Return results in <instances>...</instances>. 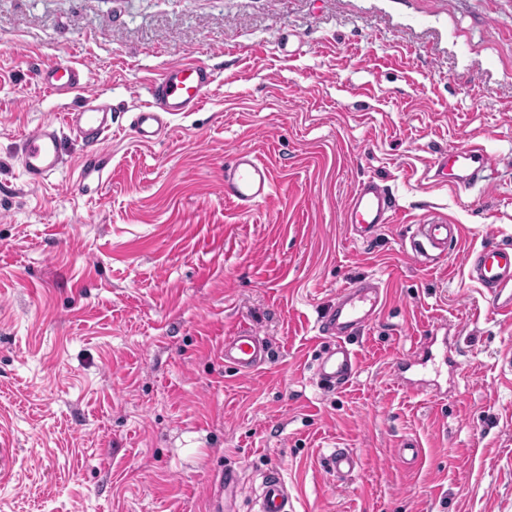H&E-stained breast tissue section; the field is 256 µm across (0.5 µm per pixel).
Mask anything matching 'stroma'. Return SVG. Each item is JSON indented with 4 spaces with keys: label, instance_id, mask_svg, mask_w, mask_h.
<instances>
[{
    "label": "stroma",
    "instance_id": "1",
    "mask_svg": "<svg viewBox=\"0 0 512 512\" xmlns=\"http://www.w3.org/2000/svg\"><path fill=\"white\" fill-rule=\"evenodd\" d=\"M187 57L214 73L204 106L137 142L146 85ZM58 58L112 107L86 195L73 135L45 185L18 163L78 105L38 84ZM475 141L488 181L433 183ZM239 149L274 175L249 213L224 199ZM367 178L394 212L363 242L343 210ZM432 214L462 230L435 260L410 246ZM491 241L512 245V0H0V512H257L271 469L294 512H512V319L461 262ZM363 277L388 302L331 392L317 322ZM436 325L457 363L408 389L390 367ZM239 328L271 345L247 376L224 366ZM331 456L336 477L344 479L352 475L357 466V459L352 451L347 448H338Z\"/></svg>",
    "mask_w": 512,
    "mask_h": 512
}]
</instances>
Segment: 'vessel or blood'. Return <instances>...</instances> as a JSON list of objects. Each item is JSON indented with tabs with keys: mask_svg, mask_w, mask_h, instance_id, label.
<instances>
[{
	"mask_svg": "<svg viewBox=\"0 0 512 512\" xmlns=\"http://www.w3.org/2000/svg\"><path fill=\"white\" fill-rule=\"evenodd\" d=\"M39 82L51 95L62 99L84 94L82 105L65 113L62 124L41 122L22 138L20 156L27 186L45 184L66 165L64 133H72L87 147L85 175L100 174L105 164L98 148L112 131V113L85 94L87 81L83 69L69 60H58L41 67ZM214 82L213 73L201 62L187 59L166 67L158 78L149 82V100L132 121L139 142H156L168 125V118L180 112L198 110ZM494 166L492 156L479 143H472L449 154L434 167L433 180L456 189L484 180ZM274 178L270 166L249 150L235 152L224 169V198L241 212L248 213L271 194ZM392 201L376 181L358 183L344 207V222L357 240H368L374 230L389 223ZM418 236L435 255L447 254L449 246L460 236L458 225L447 219L432 217L417 227ZM463 262L471 277L488 293L490 310L512 316V247L490 243L477 253L465 254ZM386 292L372 280H360L344 288L335 308L322 314L319 328L336 340L332 349L317 360L314 376L327 388L343 387L355 375L358 357L345 340L356 329L370 324L382 311ZM269 352L267 338L253 332L236 331L224 339V363L239 374H249L263 365ZM258 512H293L288 486L280 473L269 472L263 479Z\"/></svg>",
	"mask_w": 512,
	"mask_h": 512,
	"instance_id": "vessel-or-blood-1",
	"label": "vessel or blood"
}]
</instances>
